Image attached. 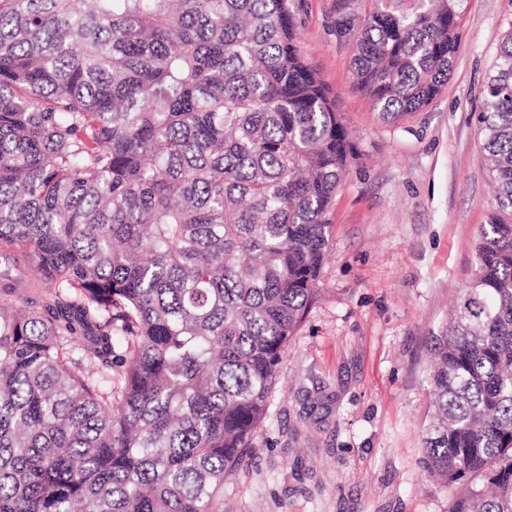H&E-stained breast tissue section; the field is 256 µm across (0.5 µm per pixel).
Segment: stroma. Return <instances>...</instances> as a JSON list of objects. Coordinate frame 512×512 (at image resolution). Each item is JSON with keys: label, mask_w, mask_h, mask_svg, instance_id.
<instances>
[{"label": "stroma", "mask_w": 512, "mask_h": 512, "mask_svg": "<svg viewBox=\"0 0 512 512\" xmlns=\"http://www.w3.org/2000/svg\"><path fill=\"white\" fill-rule=\"evenodd\" d=\"M367 0H303L298 48L353 136L318 296L285 351L270 408L224 484V512H447L424 472L429 338L475 268L492 209L478 134L482 88L512 29V0H463L448 83L381 122L353 77L338 21Z\"/></svg>", "instance_id": "stroma-1"}]
</instances>
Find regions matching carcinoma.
<instances>
[{
	"mask_svg": "<svg viewBox=\"0 0 512 512\" xmlns=\"http://www.w3.org/2000/svg\"><path fill=\"white\" fill-rule=\"evenodd\" d=\"M370 2L341 25L396 122L447 84L463 0ZM298 6L0 0V512H223L355 157ZM482 94L493 211L430 339L448 512H512V30Z\"/></svg>",
	"mask_w": 512,
	"mask_h": 512,
	"instance_id": "1",
	"label": "carcinoma"
}]
</instances>
